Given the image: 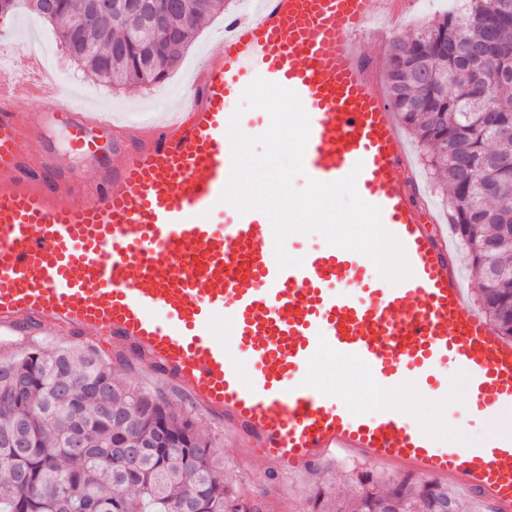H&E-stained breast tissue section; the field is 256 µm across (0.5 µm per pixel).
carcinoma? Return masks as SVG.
<instances>
[{
    "label": "carcinoma",
    "instance_id": "carcinoma-1",
    "mask_svg": "<svg viewBox=\"0 0 512 512\" xmlns=\"http://www.w3.org/2000/svg\"><path fill=\"white\" fill-rule=\"evenodd\" d=\"M59 28L69 46L88 27L87 0H0ZM160 13L162 66H142L137 32L123 20L97 29L74 60L92 79L120 87L161 83L202 22L224 0L181 13ZM512 11V0H458L415 35L390 44L386 79L391 104L428 151V165L448 197L451 221L482 278L480 308L501 336L512 338V23L488 21ZM178 38L164 40L167 29ZM171 446L158 448V432ZM355 498L331 483L314 493V512H463L437 483L411 474L383 481L369 473ZM203 512L261 510L225 470L218 440L190 412L118 379L87 346L36 349L0 361V512Z\"/></svg>",
    "mask_w": 512,
    "mask_h": 512
}]
</instances>
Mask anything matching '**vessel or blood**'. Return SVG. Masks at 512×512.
<instances>
[{
    "instance_id": "b4317fda",
    "label": "vessel or blood",
    "mask_w": 512,
    "mask_h": 512,
    "mask_svg": "<svg viewBox=\"0 0 512 512\" xmlns=\"http://www.w3.org/2000/svg\"><path fill=\"white\" fill-rule=\"evenodd\" d=\"M231 19L168 119L125 145L117 125L42 76L37 55L0 79V332L119 346L202 410L249 435L279 472L328 455L445 479L512 512V439L438 447L396 408L340 402L304 381L320 350L363 367L374 388L405 381L447 393L469 379L477 411L512 409V339L473 309L435 217L415 204L395 111L359 40L384 0H258ZM297 92L310 119L303 165L332 182L359 169L412 274L393 284L357 252L322 245L279 268L269 218L222 202L232 168L224 129L243 85ZM39 102L36 114L22 100ZM61 127L67 151L41 144ZM225 324L228 340L216 338Z\"/></svg>"
}]
</instances>
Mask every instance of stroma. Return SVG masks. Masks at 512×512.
I'll list each match as a JSON object with an SVG mask.
<instances>
[{
    "mask_svg": "<svg viewBox=\"0 0 512 512\" xmlns=\"http://www.w3.org/2000/svg\"><path fill=\"white\" fill-rule=\"evenodd\" d=\"M436 4L434 0H394L392 13L400 20L399 25H385L381 38L363 40L362 48L370 66V75L377 84H384V63L390 42L397 37L413 35L429 19ZM254 5L252 0H226L223 12L206 19L194 41L185 50L180 62L167 80L151 86L109 88L92 80L81 72L57 37L52 25L33 28L32 15L21 11L0 16V50L10 53L25 52L28 45L41 47L48 63L58 65L57 78L65 94L76 96L90 107H104L113 115L135 121L137 124L152 123L182 92L191 77L197 73L205 51L218 42L219 33L226 19L248 18ZM411 157L413 182L422 187V200L439 218L449 216L445 195L434 185V176L427 165V155L411 130H404ZM102 358L111 362L118 375L144 390L163 394L174 403L186 402L187 396L178 386L154 373L149 364L124 355L120 349L102 351ZM352 365L336 357L330 351H322L316 358L313 374L319 384L335 387L337 393L353 406L364 410H376L380 400L375 396L368 381L353 380ZM447 395H439L411 384L403 404L404 412L413 421L427 428L442 443L467 445L485 439L486 424L472 416L469 409L471 390L465 378L455 370H447ZM193 416L200 425L218 439L229 468L239 487L263 496L270 512H310L309 497L322 469H329L346 495L358 492V484L352 480V471H372L384 476L397 474L394 466L354 464L341 456L322 459L309 469L291 476L282 475L276 466L254 452L246 435L226 427L223 419L193 409Z\"/></svg>",
    "mask_w": 512,
    "mask_h": 512,
    "instance_id": "35a3bbf8",
    "label": "stroma"
}]
</instances>
